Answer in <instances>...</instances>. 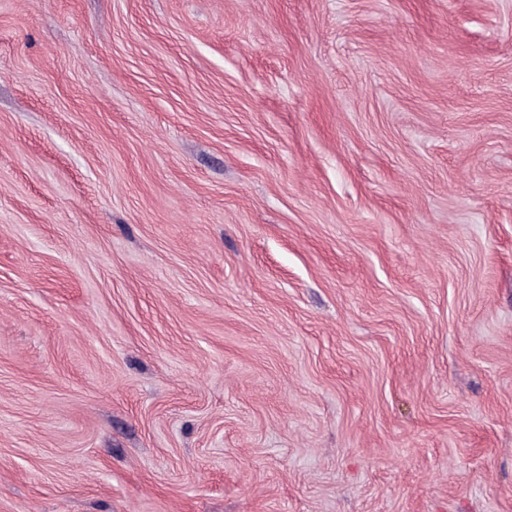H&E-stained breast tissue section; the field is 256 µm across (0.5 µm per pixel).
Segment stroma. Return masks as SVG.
Returning <instances> with one entry per match:
<instances>
[{
  "label": "stroma",
  "mask_w": 512,
  "mask_h": 512,
  "mask_svg": "<svg viewBox=\"0 0 512 512\" xmlns=\"http://www.w3.org/2000/svg\"><path fill=\"white\" fill-rule=\"evenodd\" d=\"M0 512H512V0H0Z\"/></svg>",
  "instance_id": "35a3bbf8"
}]
</instances>
